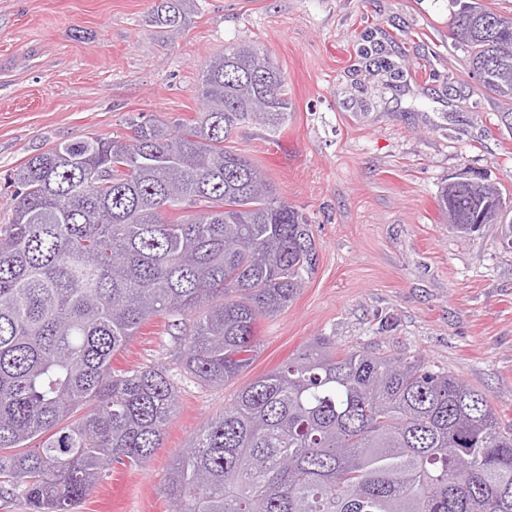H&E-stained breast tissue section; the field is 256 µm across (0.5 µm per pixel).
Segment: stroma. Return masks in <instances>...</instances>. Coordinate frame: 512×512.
Listing matches in <instances>:
<instances>
[{
  "label": "stroma",
  "instance_id": "1",
  "mask_svg": "<svg viewBox=\"0 0 512 512\" xmlns=\"http://www.w3.org/2000/svg\"><path fill=\"white\" fill-rule=\"evenodd\" d=\"M154 0H0V224L10 173L57 141L128 135L144 114L193 119L204 64L243 41L288 83L280 133L245 124L226 146L251 158L312 224L314 272L259 321L253 364L230 383L181 382L162 448L114 465L77 512H172L160 492L175 454L236 391L310 339L418 355L484 392L512 429V247L490 224L461 238L436 206L471 171L512 193V130L452 39L451 0H199L182 27L144 19ZM163 318L117 369L176 368Z\"/></svg>",
  "mask_w": 512,
  "mask_h": 512
}]
</instances>
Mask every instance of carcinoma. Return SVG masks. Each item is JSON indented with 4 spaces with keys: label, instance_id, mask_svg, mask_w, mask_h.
<instances>
[{
    "label": "carcinoma",
    "instance_id": "1",
    "mask_svg": "<svg viewBox=\"0 0 512 512\" xmlns=\"http://www.w3.org/2000/svg\"><path fill=\"white\" fill-rule=\"evenodd\" d=\"M198 0H156L177 28ZM485 89L512 102V16L480 2L451 15ZM189 121L128 119L130 134L61 141L10 174L0 225V484L28 512H73L112 465L163 445L178 381L165 366L112 368L147 320L181 333L180 377L223 386L260 349L257 324L316 265L311 224L247 156L243 124L288 120L279 67L250 44L205 64ZM462 237L499 224L483 177L441 187ZM173 512H512V432L488 397L419 356L340 351L323 336L235 394L176 454Z\"/></svg>",
    "mask_w": 512,
    "mask_h": 512
}]
</instances>
